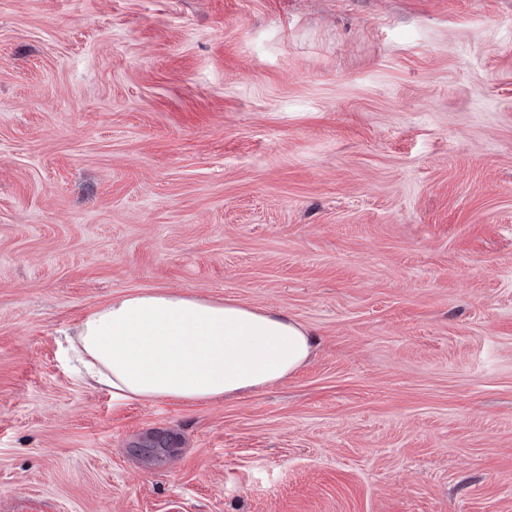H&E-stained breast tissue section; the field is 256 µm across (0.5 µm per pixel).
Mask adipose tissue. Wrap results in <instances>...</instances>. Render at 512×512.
Returning <instances> with one entry per match:
<instances>
[{
  "label": "adipose tissue",
  "mask_w": 512,
  "mask_h": 512,
  "mask_svg": "<svg viewBox=\"0 0 512 512\" xmlns=\"http://www.w3.org/2000/svg\"><path fill=\"white\" fill-rule=\"evenodd\" d=\"M283 311L162 291H129L88 313L70 341L82 380L119 403L209 401L258 391L314 356Z\"/></svg>",
  "instance_id": "adipose-tissue-1"
}]
</instances>
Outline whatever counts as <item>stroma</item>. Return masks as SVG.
Instances as JSON below:
<instances>
[{"instance_id": "stroma-1", "label": "stroma", "mask_w": 512, "mask_h": 512, "mask_svg": "<svg viewBox=\"0 0 512 512\" xmlns=\"http://www.w3.org/2000/svg\"><path fill=\"white\" fill-rule=\"evenodd\" d=\"M147 288L315 355L113 403ZM0 512H512V0H0Z\"/></svg>"}]
</instances>
